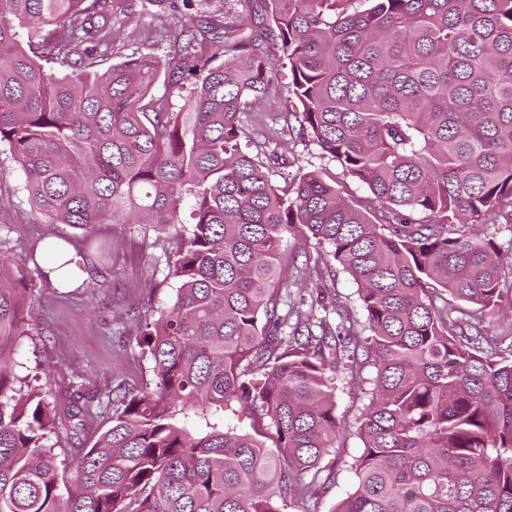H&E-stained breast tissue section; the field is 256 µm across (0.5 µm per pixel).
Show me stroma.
<instances>
[{
  "label": "stroma",
  "instance_id": "1",
  "mask_svg": "<svg viewBox=\"0 0 512 512\" xmlns=\"http://www.w3.org/2000/svg\"><path fill=\"white\" fill-rule=\"evenodd\" d=\"M261 0H175L164 9L155 0H112V43L102 56L109 66L145 53L161 61L175 58L170 29L177 19L190 17L197 23L195 47L203 58L221 63L224 43L214 27L251 24L270 58L280 61V44L261 24ZM243 149L268 160L283 156L288 166H275L270 176L276 186L296 167L319 172L344 197L363 205L370 199L368 187L345 177L341 169L312 141L283 134L273 140H244ZM0 242L8 248L17 266L35 283L30 334L24 338L15 360L19 375L40 386L53 404L62 403L72 385L89 382L98 390L111 387L115 378L129 384L151 383L152 364L142 356L130 331L133 322L127 311L156 312L170 307L177 281L170 275L167 257L150 224H99L91 236H84L66 224H49L37 214L24 190L25 176L14 168L6 146L0 145ZM68 242L76 258H90L98 268L92 288L46 287L38 281L33 258L44 242ZM284 270L288 292L295 303V318H323L337 325V306L347 307L353 320L363 314L355 281L312 241L291 243ZM312 261L308 276L296 278L295 265ZM336 415L342 435L336 448L322 458L321 480L325 488L318 498L292 504L287 512H332L353 489L351 465L360 455L363 442L358 425L368 392L351 387L348 372H340L335 382Z\"/></svg>",
  "mask_w": 512,
  "mask_h": 512
}]
</instances>
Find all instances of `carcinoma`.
Masks as SVG:
<instances>
[{"mask_svg": "<svg viewBox=\"0 0 512 512\" xmlns=\"http://www.w3.org/2000/svg\"><path fill=\"white\" fill-rule=\"evenodd\" d=\"M263 23L293 83L260 133L310 139L371 206L302 168L281 189L243 151L242 115L279 67L253 33L225 30L213 65L186 18L176 60L100 70L102 0H0V143L30 204L86 234L154 225L178 282L158 316L128 310L152 384L113 381L90 447L73 430L64 496L48 440L97 394L81 383L62 410L17 374L33 285L0 244V512H285L318 495L342 432L335 376L360 350L375 376L354 491L333 512H512V335L493 332L512 246L471 232L512 224V0H264ZM162 76L178 90L195 79L176 112L151 94ZM296 239L355 280L361 335L322 320L285 334L281 263ZM229 397L261 409L254 434L210 422ZM190 412L207 431L181 424Z\"/></svg>", "mask_w": 512, "mask_h": 512, "instance_id": "obj_1", "label": "carcinoma"}]
</instances>
